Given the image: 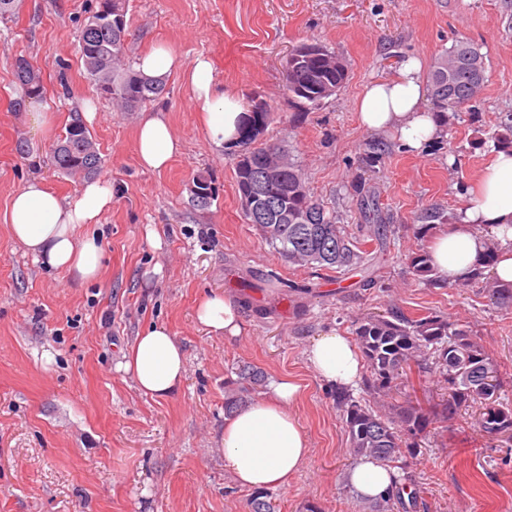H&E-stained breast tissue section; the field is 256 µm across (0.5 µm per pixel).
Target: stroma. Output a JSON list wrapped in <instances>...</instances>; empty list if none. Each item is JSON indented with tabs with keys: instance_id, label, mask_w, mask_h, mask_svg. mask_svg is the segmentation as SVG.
I'll return each mask as SVG.
<instances>
[{
	"instance_id": "35a3bbf8",
	"label": "stroma",
	"mask_w": 512,
	"mask_h": 512,
	"mask_svg": "<svg viewBox=\"0 0 512 512\" xmlns=\"http://www.w3.org/2000/svg\"><path fill=\"white\" fill-rule=\"evenodd\" d=\"M98 0H17L0 20V512H253L254 490L224 467V388L242 365L263 381L251 400L283 381L299 384L289 406L306 436V464L287 486L264 490L275 512H363L345 474L355 459L334 391L309 367L315 337L350 336L359 317L400 306L469 326L497 368L512 405V307L475 288H430L406 265L418 245L412 226L425 209L458 214L465 189L512 113V0H129L124 61L157 43L183 66L210 59L215 77L268 118L257 143L275 144L299 165L314 197L348 234L361 236L373 207L392 233L372 266L317 271L288 262L246 223L234 185L237 150L211 145L183 75L135 112H119L89 83L77 33ZM486 57V86L445 136L422 154L388 132L361 126L356 101L366 85L396 76L414 57L423 69L456 41ZM318 42L341 58L348 79L321 105L303 108L285 89L292 49ZM24 58L39 70L44 123H36L15 79ZM88 129L114 190L97 236L98 280L82 282L25 255L8 233L10 199L40 178L75 201L81 177L56 171L51 149L82 101ZM162 110L180 152L160 172L140 166L135 130ZM384 144L366 164L365 145ZM212 189L197 206L198 181ZM230 292L242 316L236 337L212 336L194 317L210 292ZM166 325L186 354L184 384L156 400L124 372L123 355L151 324ZM428 421L417 452L396 469L403 487L393 512H512V443L477 427L478 408L442 415L438 371L411 374L392 393Z\"/></svg>"
}]
</instances>
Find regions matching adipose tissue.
<instances>
[{"label":"adipose tissue","instance_id":"1","mask_svg":"<svg viewBox=\"0 0 512 512\" xmlns=\"http://www.w3.org/2000/svg\"><path fill=\"white\" fill-rule=\"evenodd\" d=\"M421 63L410 58L391 79L367 85L356 102L361 124L371 131H389L407 150L419 154L440 140L444 129L423 106ZM192 107L198 112L208 140L217 147L237 142V128L245 112L238 94L216 80L210 61L197 57L186 73ZM140 164L165 169L178 154L180 143L160 114L143 118L136 129ZM110 181L90 179L81 184L76 201L69 202L34 179L16 191L10 201L7 226L11 238L26 254L48 266L90 281L102 273V248L91 228L111 210ZM499 245L498 261L490 273L512 282V149H492L478 178L467 189L455 224L437 229L431 255L440 278L467 279L481 264L489 241ZM197 322L208 333L234 337L241 318L234 299L225 293L204 297L196 309ZM317 377L333 388L356 385L363 369L358 348L345 336L316 337L306 352ZM185 352L169 329L153 325L135 336L125 355L124 369L144 394L167 399L185 378ZM298 387L280 382L271 397L246 405L224 422L221 439L224 467L239 485L263 490L287 485L304 466L308 442L287 405ZM347 478L359 493L378 498L391 490L392 474L380 464L363 461L349 469Z\"/></svg>","mask_w":512,"mask_h":512}]
</instances>
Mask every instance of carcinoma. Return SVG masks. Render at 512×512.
<instances>
[{"label":"carcinoma","mask_w":512,"mask_h":512,"mask_svg":"<svg viewBox=\"0 0 512 512\" xmlns=\"http://www.w3.org/2000/svg\"><path fill=\"white\" fill-rule=\"evenodd\" d=\"M87 21L78 32L77 40L87 79L95 86H111L109 98L122 112H134L145 101L159 96L164 85L160 81H145L123 63V51L128 35L127 25L91 27ZM319 53L303 65L288 64L285 87L297 101L311 109L325 97V86L339 88L347 80L348 71L334 52L318 45ZM486 58L480 49L467 41L456 42L434 63L427 74V89L444 125H452L459 112L472 106L484 88L486 76H478L469 60ZM17 80L30 96H41L40 75L29 62L19 59L15 70ZM266 113L256 112L251 123L240 129V143L249 146L247 154L274 159L279 149L274 146H252ZM55 168L69 176H92L100 168L101 158L88 128L78 115H73L52 148ZM235 184L239 196L249 193L257 203H268L267 219L260 230L265 240L288 258L307 268L356 269L363 266L364 251L356 246L344 227L336 223V215L311 195L302 169L288 164L277 183L264 180L258 166L236 162ZM288 210V222L279 224L275 217ZM421 224L414 235L425 237L434 222L449 223L448 215L438 208L419 216ZM429 251L411 250L406 263L416 280L433 288H443L446 282L433 275ZM478 286L489 300L501 307H512V283L503 284L485 276L477 268L468 280L456 283L458 288ZM356 341L369 369L364 387L373 396L375 405L361 404L345 389L334 395L336 408L342 414L349 438L350 453L382 463L405 465V457L414 454L411 445L403 444L402 434L415 435L426 425L427 417L420 405L396 406L385 403L395 382L408 375L412 368L423 372L435 365L448 389L447 416H454L462 407L480 408L479 427L487 434L512 440V408L500 401V381L497 370L477 333L465 327L453 329L441 315L410 316L392 306L385 314L359 319L354 329ZM262 372L250 365L239 368V384L224 390V412L232 415L246 405L253 386L261 382Z\"/></svg>","instance_id":"carcinoma-1"}]
</instances>
